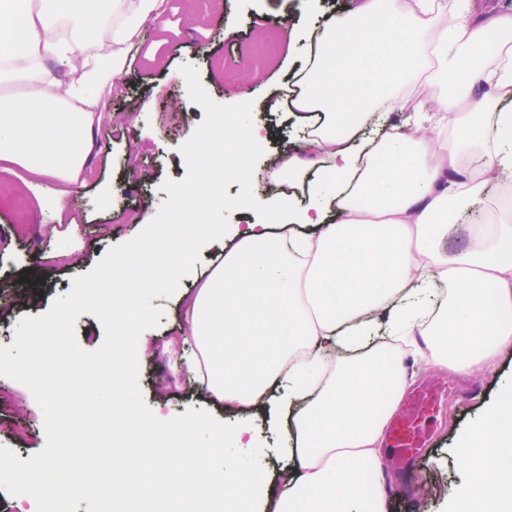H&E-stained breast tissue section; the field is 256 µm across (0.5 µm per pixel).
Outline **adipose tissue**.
Masks as SVG:
<instances>
[{
    "label": "adipose tissue",
    "mask_w": 512,
    "mask_h": 512,
    "mask_svg": "<svg viewBox=\"0 0 512 512\" xmlns=\"http://www.w3.org/2000/svg\"><path fill=\"white\" fill-rule=\"evenodd\" d=\"M162 0H0V84L22 78L23 101L0 98V161L33 177L77 182L94 156L100 85L120 82ZM56 60L57 68L46 65ZM442 102L401 93L422 63ZM512 15L476 21L469 0H351L315 38L291 102L308 157L280 175L307 199L270 205L232 237L210 221L216 172L252 187L250 148L262 129L217 126L188 147L195 178L159 235L162 255L124 260L110 303L125 333L147 319L138 291L179 287L202 235L223 240L224 260L185 293L180 332L194 344L187 366L225 412H280L288 441L262 512H389L379 467L387 425L408 380L397 337L464 374L490 371L512 353V223L475 224L471 243L445 252L452 213L482 192L489 170L512 171ZM418 114L419 130L390 126ZM494 118L493 151L466 159ZM355 362L331 365L329 351ZM470 480L449 512H512V383L460 441ZM75 463H36L35 496L66 486Z\"/></svg>",
    "instance_id": "ef3b65f1"
}]
</instances>
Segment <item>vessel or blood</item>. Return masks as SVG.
I'll use <instances>...</instances> for the list:
<instances>
[{"label":"vessel or blood","mask_w":512,"mask_h":512,"mask_svg":"<svg viewBox=\"0 0 512 512\" xmlns=\"http://www.w3.org/2000/svg\"><path fill=\"white\" fill-rule=\"evenodd\" d=\"M447 395L448 385L444 382L425 385L410 393L404 414L388 427L390 468L403 472L414 464L419 451L428 443L429 422Z\"/></svg>","instance_id":"vessel-or-blood-1"}]
</instances>
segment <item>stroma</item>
Returning <instances> with one entry per match:
<instances>
[{
    "label": "stroma",
    "instance_id": "stroma-1",
    "mask_svg": "<svg viewBox=\"0 0 512 512\" xmlns=\"http://www.w3.org/2000/svg\"><path fill=\"white\" fill-rule=\"evenodd\" d=\"M346 5V0H165L161 21L143 26V45L133 55L123 82L103 90V117L95 134L90 169L69 185L66 216L40 209L23 184L19 166L0 167V347L10 346L18 322L48 312L67 295L77 276L92 270L114 246L135 238L143 216H156L168 194L165 181L187 174L181 146L202 123L205 112L191 100L180 72L196 67L208 95L230 105L250 95L254 124L270 133L251 157L254 174L262 175L268 200L288 190L278 171L289 147H303L301 128L288 112L296 74L310 54V43L290 29V14L307 12L317 29ZM276 35L274 55L260 50ZM512 192V175L487 182L470 211L459 212L458 232L449 249L467 246L466 227L485 221L504 192ZM38 267L45 288L36 300L24 299L15 284ZM163 308L158 326L143 333L138 350V385L148 407L164 405L170 415L206 409L220 421L228 416L208 396L198 394L182 365L187 350L179 332V294L152 299ZM454 385L436 414L429 448L409 479L387 474L392 512H441L446 495L466 482L457 450L459 434L481 417L497 396L501 380L512 377V355H502L495 371L453 373ZM47 443L43 411L22 383L0 376V446L26 460Z\"/></svg>",
    "mask_w": 512,
    "mask_h": 512
}]
</instances>
